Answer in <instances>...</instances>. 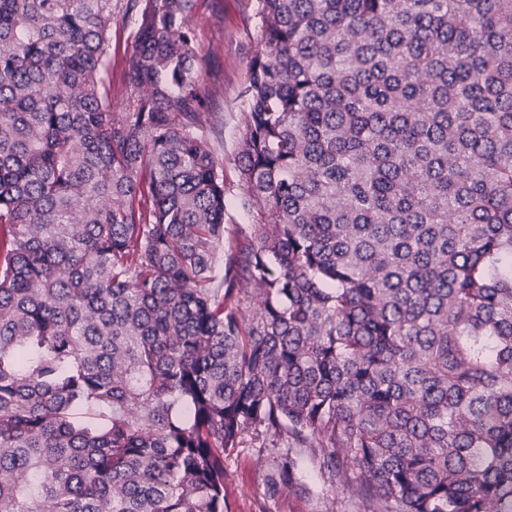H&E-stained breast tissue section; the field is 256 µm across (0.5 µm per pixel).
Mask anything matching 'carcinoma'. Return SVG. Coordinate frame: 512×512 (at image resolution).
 Masks as SVG:
<instances>
[{
    "instance_id": "carcinoma-1",
    "label": "carcinoma",
    "mask_w": 512,
    "mask_h": 512,
    "mask_svg": "<svg viewBox=\"0 0 512 512\" xmlns=\"http://www.w3.org/2000/svg\"><path fill=\"white\" fill-rule=\"evenodd\" d=\"M194 9L0 0V512H512V0H257L228 251ZM134 14L124 16L122 10L112 21V64L109 79L112 84V111L123 112L125 93L122 88V77L126 67V59L132 52L137 21ZM259 443L232 448L224 453V490L230 512H363L357 498L327 479L321 461L301 452L304 459L298 477L310 493H292L274 483L288 448H259ZM287 462V463H286Z\"/></svg>"
}]
</instances>
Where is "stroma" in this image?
Listing matches in <instances>:
<instances>
[{"instance_id": "obj_1", "label": "stroma", "mask_w": 512, "mask_h": 512, "mask_svg": "<svg viewBox=\"0 0 512 512\" xmlns=\"http://www.w3.org/2000/svg\"><path fill=\"white\" fill-rule=\"evenodd\" d=\"M255 0H195L193 24L200 57V80L208 87L213 147L224 162L227 226L248 224L252 216L244 205L234 149L240 114L245 105L240 91L248 79V63L256 50ZM137 22L116 14L112 22V109H124L122 77L132 52ZM287 462L282 448L247 444L224 454V490L231 512H362L357 498L330 482L319 459L305 456L298 471L308 493H292L276 478Z\"/></svg>"}]
</instances>
